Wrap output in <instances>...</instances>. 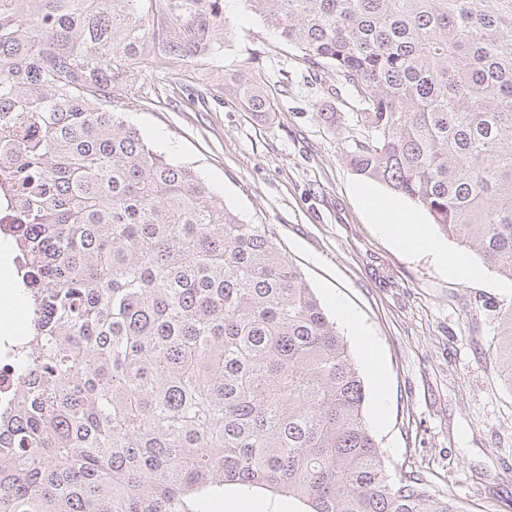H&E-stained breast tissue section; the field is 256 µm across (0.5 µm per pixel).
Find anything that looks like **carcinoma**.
I'll use <instances>...</instances> for the list:
<instances>
[{
	"instance_id": "carcinoma-1",
	"label": "carcinoma",
	"mask_w": 512,
	"mask_h": 512,
	"mask_svg": "<svg viewBox=\"0 0 512 512\" xmlns=\"http://www.w3.org/2000/svg\"><path fill=\"white\" fill-rule=\"evenodd\" d=\"M245 2L355 96V171L512 280V0ZM229 41L224 0H0V208L33 314L0 512H199L228 488L460 512L389 482L346 341L265 225L117 111L145 67ZM499 336L512 386V308Z\"/></svg>"
}]
</instances>
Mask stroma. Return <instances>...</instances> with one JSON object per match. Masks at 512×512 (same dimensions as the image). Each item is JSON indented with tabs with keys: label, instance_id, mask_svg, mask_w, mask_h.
<instances>
[{
	"label": "stroma",
	"instance_id": "35a3bbf8",
	"mask_svg": "<svg viewBox=\"0 0 512 512\" xmlns=\"http://www.w3.org/2000/svg\"><path fill=\"white\" fill-rule=\"evenodd\" d=\"M224 15L232 38L223 58L146 70L126 119L243 223L265 225L327 315L338 299L363 324L384 367L383 423L374 420L376 384L356 341L347 345L389 480L420 477L461 512H512V386L495 357L512 280L491 270L458 279L380 234L349 161L352 93L243 0H224ZM240 76L264 90L269 112H249L232 94Z\"/></svg>",
	"mask_w": 512,
	"mask_h": 512
}]
</instances>
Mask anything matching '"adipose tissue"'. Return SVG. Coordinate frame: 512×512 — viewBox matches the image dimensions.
Wrapping results in <instances>:
<instances>
[{"label": "adipose tissue", "mask_w": 512, "mask_h": 512, "mask_svg": "<svg viewBox=\"0 0 512 512\" xmlns=\"http://www.w3.org/2000/svg\"><path fill=\"white\" fill-rule=\"evenodd\" d=\"M359 196L373 224L407 252L430 255L448 273L462 279L471 278L474 270L467 256L460 251H448L436 241L418 216L390 198L363 189Z\"/></svg>", "instance_id": "1"}]
</instances>
